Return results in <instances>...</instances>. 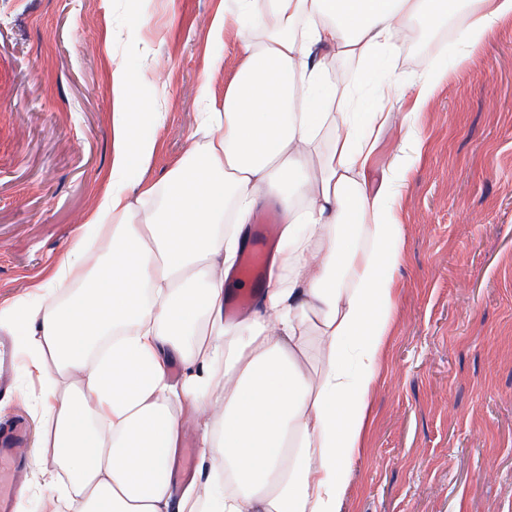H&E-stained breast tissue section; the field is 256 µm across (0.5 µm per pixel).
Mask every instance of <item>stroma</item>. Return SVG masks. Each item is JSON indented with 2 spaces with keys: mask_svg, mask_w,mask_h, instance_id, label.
<instances>
[{
  "mask_svg": "<svg viewBox=\"0 0 512 512\" xmlns=\"http://www.w3.org/2000/svg\"><path fill=\"white\" fill-rule=\"evenodd\" d=\"M234 0H0V304L37 297L77 224L95 211L112 164V70L145 73L165 112L142 134L159 186L194 140L197 115L223 105L242 61L238 25L212 22ZM460 9L411 26L372 83L338 63L336 86L394 116L368 170L377 186L411 132L420 156L396 199L404 226L396 311L371 398V423L341 512H512V15L480 46L459 43ZM448 71L428 101L414 87ZM210 82V98L198 88ZM18 365L0 392V428L35 435L40 388ZM445 69L441 63H434L426 70L416 85V98L420 103L425 102L431 95L435 85L443 78Z\"/></svg>",
  "mask_w": 512,
  "mask_h": 512,
  "instance_id": "1",
  "label": "stroma"
}]
</instances>
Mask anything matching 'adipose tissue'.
<instances>
[{"mask_svg": "<svg viewBox=\"0 0 512 512\" xmlns=\"http://www.w3.org/2000/svg\"><path fill=\"white\" fill-rule=\"evenodd\" d=\"M236 3L243 61L160 204L123 185L154 145L139 135L150 104L119 65L112 189L38 299L0 308V332L21 337L41 387L35 446L54 465L42 488L56 512H341L396 308L395 197L416 158L403 136L368 190L392 115L348 105L331 63L357 62L370 82L407 25L438 26L454 3ZM476 3L459 32L469 48L512 15V0ZM263 205L280 214L279 244L255 307L230 321L225 284ZM101 228L111 243L96 255ZM207 408L196 475L181 480L186 427Z\"/></svg>", "mask_w": 512, "mask_h": 512, "instance_id": "1", "label": "adipose tissue"}]
</instances>
